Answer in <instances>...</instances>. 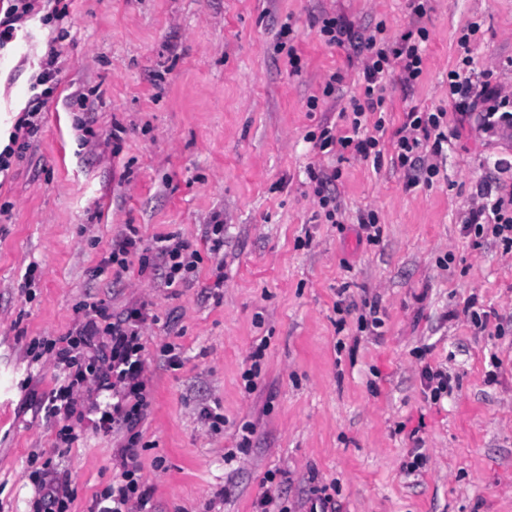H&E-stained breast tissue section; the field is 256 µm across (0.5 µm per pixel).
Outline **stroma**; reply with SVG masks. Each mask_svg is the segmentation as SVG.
<instances>
[{
  "instance_id": "35a3bbf8",
  "label": "stroma",
  "mask_w": 512,
  "mask_h": 512,
  "mask_svg": "<svg viewBox=\"0 0 512 512\" xmlns=\"http://www.w3.org/2000/svg\"><path fill=\"white\" fill-rule=\"evenodd\" d=\"M69 11L65 40L36 20L0 50L4 137L40 57L61 52L31 147L0 180V512H35L49 458L70 478V512H89L111 484L116 438L87 420L60 448L58 426L37 418L28 394L49 392L62 371L28 345L66 334L83 303L117 314L141 301L154 316L143 330L151 407L138 445L153 512H255L270 470L288 512H308L323 485L339 512H512V252L461 232L477 184L512 185V170L493 166L512 162V129L465 121L436 157L433 183L412 189L390 160L339 164L313 140L323 126L343 128L341 111L361 93L359 59L324 42L320 18L381 23L393 40L412 27L408 0H72ZM473 22V79L491 72L512 93V0H431L422 75L409 88L395 74L386 83L390 129L413 106L455 121L448 73ZM336 167L334 225L308 173ZM364 210L382 227L371 244L354 231ZM217 216L220 262L205 240ZM128 224L148 247L159 235L187 240L201 256L193 281L165 287L135 256L122 278L96 275ZM372 298L376 334L360 327ZM471 299L500 324L475 328L463 312ZM167 343L181 368L168 366ZM493 353L502 366L491 383ZM425 362L456 379L442 403L424 399ZM214 404L224 413L215 430L200 416ZM416 445L424 461L410 475Z\"/></svg>"
}]
</instances>
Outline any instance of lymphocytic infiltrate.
Instances as JSON below:
<instances>
[{"instance_id": "1", "label": "lymphocytic infiltrate", "mask_w": 512, "mask_h": 512, "mask_svg": "<svg viewBox=\"0 0 512 512\" xmlns=\"http://www.w3.org/2000/svg\"><path fill=\"white\" fill-rule=\"evenodd\" d=\"M44 23L62 25L69 15L67 0H0V49L16 39L23 24L34 15ZM479 29L471 24L458 39L464 49L456 69L448 73V89L454 98L455 110L463 116H476L479 127L491 131L512 127V96L504 94L501 86L490 81H472L466 70L473 63L467 49L470 37ZM383 24L374 29L355 31L345 20L326 16L320 33L327 44L350 47L362 59L359 98L351 103L348 125L341 134L322 128L317 146L320 151L336 155L338 166L328 173L311 174L314 194L324 217L335 222L338 206L329 187L340 177L339 165L347 157L380 164L383 155H390L395 167L406 173L407 188L432 184L439 173L436 164L427 162V155H442L452 144L445 109L421 110L410 108L402 125L388 132L383 111L386 78L399 72L404 85L414 84L423 73L421 45L428 39L426 28L418 26L405 32L399 40L384 39ZM60 54L51 48L41 57L35 77V92L29 96L24 114L13 126L9 142L0 150V175L8 174L13 157L29 149V135L43 112L47 111V84L56 82L60 72ZM478 201L464 216L462 231L475 240L493 238L504 250L512 252V190L491 192L478 189ZM142 263H154L165 271L166 286L189 283L200 256L191 244L176 235L158 237L153 249H146L139 230L134 225L113 238L107 263L116 272H125L132 256ZM151 314L147 302L126 308L120 316H112L107 307L91 304L90 310L69 332L56 339L33 342V349L53 357L56 365L64 367L68 384L53 389L39 403L48 422H61L60 444L72 447L78 439L77 425L86 411L97 414L96 430L117 432L124 441L117 448L118 473L111 485L95 494L90 512H151V491L143 486L139 472L138 445L142 436L140 426L150 407L149 378L143 357V327ZM108 392L112 400L98 404L93 394ZM74 493L68 477L57 475L53 465H46L39 484L38 512H68Z\"/></svg>"}]
</instances>
